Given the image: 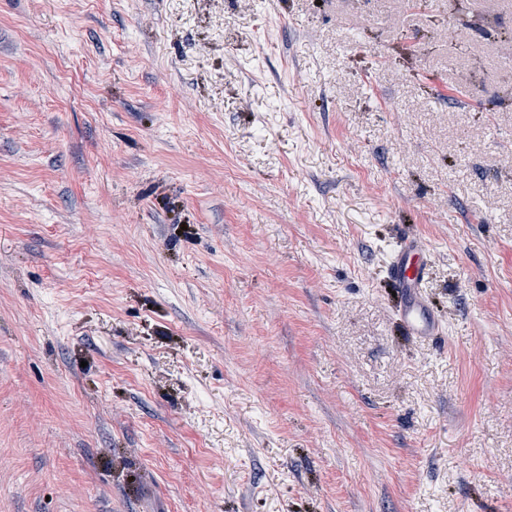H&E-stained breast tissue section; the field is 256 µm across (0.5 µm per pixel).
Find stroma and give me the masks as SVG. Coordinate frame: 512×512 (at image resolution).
Here are the masks:
<instances>
[{
	"label": "stroma",
	"instance_id": "1",
	"mask_svg": "<svg viewBox=\"0 0 512 512\" xmlns=\"http://www.w3.org/2000/svg\"><path fill=\"white\" fill-rule=\"evenodd\" d=\"M427 2L0 0V512H512V6ZM431 268V253L412 232L402 233L389 254L387 273L395 314L403 336L434 341L444 336L446 325L424 291Z\"/></svg>",
	"mask_w": 512,
	"mask_h": 512
}]
</instances>
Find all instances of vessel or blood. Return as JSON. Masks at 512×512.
<instances>
[{
  "label": "vessel or blood",
  "instance_id": "vessel-or-blood-1",
  "mask_svg": "<svg viewBox=\"0 0 512 512\" xmlns=\"http://www.w3.org/2000/svg\"><path fill=\"white\" fill-rule=\"evenodd\" d=\"M430 268L431 253L424 242L402 233L389 255L387 273L399 326L404 336L417 341L437 340L446 329L424 291Z\"/></svg>",
  "mask_w": 512,
  "mask_h": 512
}]
</instances>
